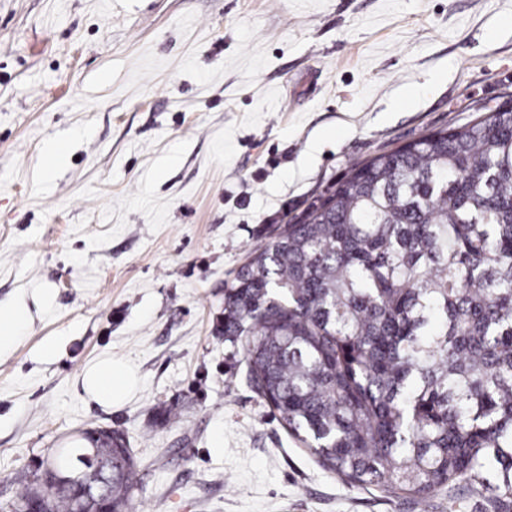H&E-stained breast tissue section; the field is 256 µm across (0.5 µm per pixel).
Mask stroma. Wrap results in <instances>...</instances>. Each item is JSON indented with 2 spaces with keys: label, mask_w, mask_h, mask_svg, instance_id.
Returning <instances> with one entry per match:
<instances>
[{
  "label": "stroma",
  "mask_w": 512,
  "mask_h": 512,
  "mask_svg": "<svg viewBox=\"0 0 512 512\" xmlns=\"http://www.w3.org/2000/svg\"><path fill=\"white\" fill-rule=\"evenodd\" d=\"M511 17L512 0H0V304L30 306L0 356V512L96 426L137 462L128 512H491L324 471L225 343L224 286L356 164L512 101ZM104 355L139 378L119 408L80 384Z\"/></svg>",
  "instance_id": "obj_1"
}]
</instances>
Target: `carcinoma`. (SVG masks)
<instances>
[{
	"instance_id": "1",
	"label": "carcinoma",
	"mask_w": 512,
	"mask_h": 512,
	"mask_svg": "<svg viewBox=\"0 0 512 512\" xmlns=\"http://www.w3.org/2000/svg\"><path fill=\"white\" fill-rule=\"evenodd\" d=\"M224 341L288 435L347 487L511 506L512 110L361 162L275 225L224 286ZM98 462L127 512L136 462L101 426L55 449L21 502L74 512L57 475Z\"/></svg>"
}]
</instances>
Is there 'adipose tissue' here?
Returning <instances> with one entry per match:
<instances>
[{
  "instance_id": "ef3b65f1",
  "label": "adipose tissue",
  "mask_w": 512,
  "mask_h": 512,
  "mask_svg": "<svg viewBox=\"0 0 512 512\" xmlns=\"http://www.w3.org/2000/svg\"><path fill=\"white\" fill-rule=\"evenodd\" d=\"M136 383L132 366L109 356L88 365L81 374L84 392L106 408L121 406L134 392Z\"/></svg>"
}]
</instances>
